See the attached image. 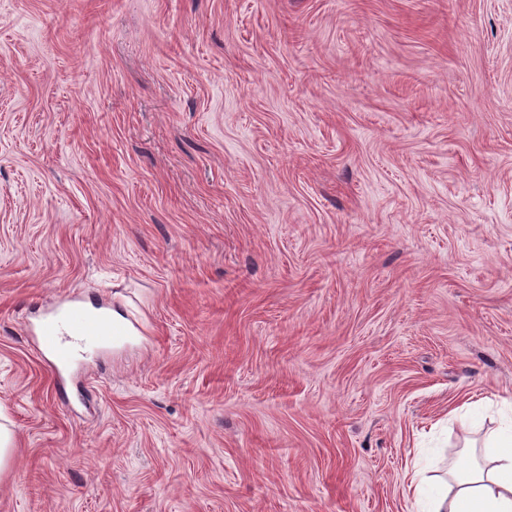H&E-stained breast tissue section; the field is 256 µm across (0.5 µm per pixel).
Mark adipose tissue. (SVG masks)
<instances>
[{
    "mask_svg": "<svg viewBox=\"0 0 512 512\" xmlns=\"http://www.w3.org/2000/svg\"><path fill=\"white\" fill-rule=\"evenodd\" d=\"M417 512H512V423L489 432L480 452L449 462L447 475L416 473Z\"/></svg>",
    "mask_w": 512,
    "mask_h": 512,
    "instance_id": "1",
    "label": "adipose tissue"
}]
</instances>
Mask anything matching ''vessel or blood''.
<instances>
[{
    "mask_svg": "<svg viewBox=\"0 0 512 512\" xmlns=\"http://www.w3.org/2000/svg\"><path fill=\"white\" fill-rule=\"evenodd\" d=\"M38 339L56 363L67 369L89 351L110 347L113 340L123 338L126 330L113 326L111 320H92L79 304L58 306L38 324Z\"/></svg>",
    "mask_w": 512,
    "mask_h": 512,
    "instance_id": "obj_1",
    "label": "vessel or blood"
}]
</instances>
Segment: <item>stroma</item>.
<instances>
[{
	"mask_svg": "<svg viewBox=\"0 0 512 512\" xmlns=\"http://www.w3.org/2000/svg\"><path fill=\"white\" fill-rule=\"evenodd\" d=\"M138 334L66 370L46 301ZM512 413V0H0V512H416Z\"/></svg>",
	"mask_w": 512,
	"mask_h": 512,
	"instance_id": "35a3bbf8",
	"label": "stroma"
}]
</instances>
